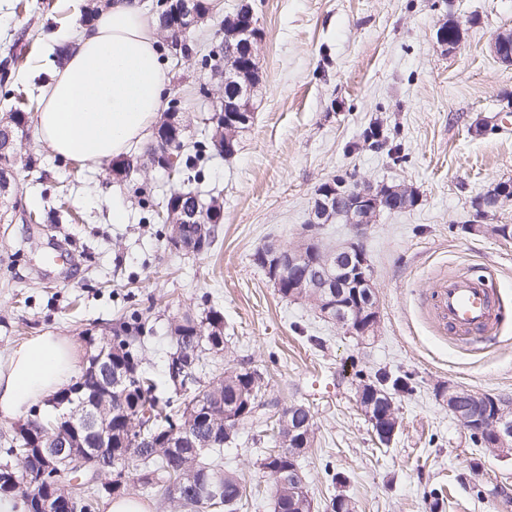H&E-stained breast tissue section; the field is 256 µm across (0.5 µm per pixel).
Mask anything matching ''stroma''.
Returning a JSON list of instances; mask_svg holds the SVG:
<instances>
[{
    "instance_id": "35a3bbf8",
    "label": "stroma",
    "mask_w": 512,
    "mask_h": 512,
    "mask_svg": "<svg viewBox=\"0 0 512 512\" xmlns=\"http://www.w3.org/2000/svg\"><path fill=\"white\" fill-rule=\"evenodd\" d=\"M87 0H0V60L33 42L16 76L29 99L51 82L52 37L81 18ZM209 16L187 35L188 54L166 50L165 106H176L184 141L224 89L207 80L204 55L224 41V17L241 0H211ZM262 34L260 78L250 94L253 120L234 155L212 154L192 187L223 203L211 250L185 254L161 236V210L173 188L165 172L138 156L130 178L111 162L53 156L26 122L18 135L35 171L14 172L17 208L0 219V359L45 331L87 349L125 313L140 310L150 337L143 369L162 396L170 325L185 313L224 315L219 367L263 373L265 397L310 409L312 448L301 459L315 512L345 494L357 512H512V453L474 443L436 396L451 383L512 400V241L465 232L472 198L512 180V65L489 49L512 29V0H250ZM462 26L453 50L435 39L446 19ZM490 128L474 129L478 117ZM401 184L416 206L383 213L363 243L379 296V324L363 345L305 300L283 299L254 255L294 243L315 190L336 177ZM153 191L144 209L136 187ZM128 213L112 221L113 190ZM44 212L41 223L28 212ZM489 276L507 311L492 340L463 344L436 313L449 275ZM384 369L409 375L390 445L377 444L356 407L360 378ZM265 443L239 439L224 449L248 512H273L269 481L256 460Z\"/></svg>"
}]
</instances>
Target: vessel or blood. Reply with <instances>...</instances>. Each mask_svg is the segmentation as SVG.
<instances>
[{
  "label": "vessel or blood",
  "mask_w": 512,
  "mask_h": 512,
  "mask_svg": "<svg viewBox=\"0 0 512 512\" xmlns=\"http://www.w3.org/2000/svg\"><path fill=\"white\" fill-rule=\"evenodd\" d=\"M438 315L450 335L468 342L494 333L497 302L485 279L471 274L449 277L438 292Z\"/></svg>",
  "instance_id": "obj_1"
}]
</instances>
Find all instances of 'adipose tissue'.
<instances>
[{
  "label": "adipose tissue",
  "mask_w": 512,
  "mask_h": 512,
  "mask_svg": "<svg viewBox=\"0 0 512 512\" xmlns=\"http://www.w3.org/2000/svg\"><path fill=\"white\" fill-rule=\"evenodd\" d=\"M157 24L138 0H113L90 23L59 32L69 45L50 84L39 90L34 116L39 140L54 155L99 163L150 143L167 77ZM72 339L42 333L0 364V420L68 388L81 371Z\"/></svg>",
  "instance_id": "obj_1"
}]
</instances>
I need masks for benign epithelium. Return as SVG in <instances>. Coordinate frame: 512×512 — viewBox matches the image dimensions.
<instances>
[{
  "label": "benign epithelium",
  "instance_id": "obj_1",
  "mask_svg": "<svg viewBox=\"0 0 512 512\" xmlns=\"http://www.w3.org/2000/svg\"><path fill=\"white\" fill-rule=\"evenodd\" d=\"M203 18L198 0H181L177 3L175 26L184 32ZM435 37L441 45L455 48L462 39L460 24H455V35L450 37L443 25H438ZM491 53L500 61L512 64V33H498L490 44ZM240 73L223 67H215L212 79L221 86L230 85L239 91V95L248 96L250 85L238 83ZM253 120V113L232 103L221 102L215 109L214 122L218 123V138L224 141V154L235 152L234 141L239 130L247 127ZM183 125L180 120L171 119L169 125L158 136V150L169 154L181 141ZM346 183L323 187L316 190L308 214L309 224H328L338 216L334 198L343 194ZM398 194L405 198L412 190L405 186L364 182L352 191L353 202L346 210L345 223L351 225L354 236L347 242L334 247L318 248V257L308 258L306 248L308 236H303L293 245L271 244L261 250L260 260L264 263L269 276L277 278L283 269L294 270L297 279L288 283V297L311 301L321 314L336 322L350 334L361 339L375 336L379 321V305L373 276L368 274V258L363 247V236L368 225L387 209L388 198ZM490 208L495 211L512 203V182H497L489 192ZM213 224L215 219L208 218L191 207H179L170 213L169 223ZM93 368L105 373L108 388L119 393L127 392L134 382L131 372L112 369V341L98 348L96 354L89 357ZM439 397L448 406V411L467 429L484 437L485 443L502 452L512 451V402L491 395L475 394L467 389L448 384L439 388ZM398 395L388 393L376 387L358 386L356 402L369 424L373 425L375 439L384 445L395 438L399 427ZM299 409L296 404L278 414L280 430L284 431L282 446L297 445L295 453H303L311 442V432L307 425L293 424L292 415ZM53 433L46 435L36 443L30 460L39 472L40 485L48 491L33 502V512H78L80 503L67 493H56L60 485L58 464L71 459L80 463V468L95 479H102L107 491H118L125 487L127 479L122 468L103 469L96 454L85 448L80 433L87 432L97 437V446L105 449L112 447V431L106 427L105 411L102 402L89 405L80 414L63 415ZM279 482L288 485L293 492L305 490V478L301 469L293 467L288 471L275 474Z\"/></svg>",
  "mask_w": 512,
  "mask_h": 512
}]
</instances>
